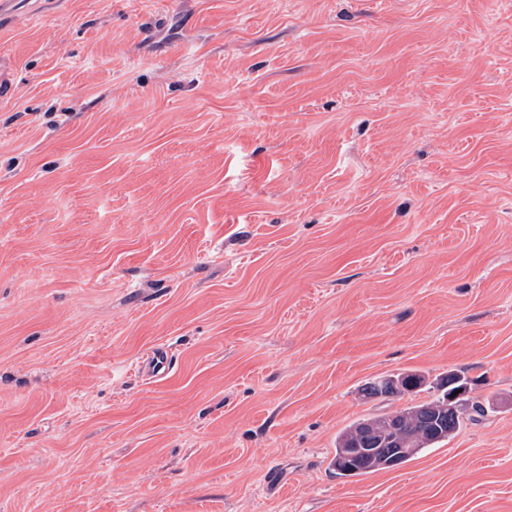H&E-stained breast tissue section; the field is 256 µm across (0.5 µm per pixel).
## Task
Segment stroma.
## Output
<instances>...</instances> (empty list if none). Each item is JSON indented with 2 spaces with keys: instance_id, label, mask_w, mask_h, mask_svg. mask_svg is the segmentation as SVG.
<instances>
[{
  "instance_id": "35a3bbf8",
  "label": "stroma",
  "mask_w": 512,
  "mask_h": 512,
  "mask_svg": "<svg viewBox=\"0 0 512 512\" xmlns=\"http://www.w3.org/2000/svg\"><path fill=\"white\" fill-rule=\"evenodd\" d=\"M18 7L0 512H512V0ZM451 370L494 410L336 475ZM170 364L171 359L168 352L164 349H157L141 362L140 369L146 377L153 378L166 374ZM425 382L426 378L424 375L407 370L373 378L359 389V394L366 399L381 396L391 397L387 400H393L394 398L402 397L410 392L416 393L421 391L425 386ZM380 386L387 388L379 393L378 388Z\"/></svg>"
}]
</instances>
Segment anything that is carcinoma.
I'll list each match as a JSON object with an SVG mask.
<instances>
[{
    "mask_svg": "<svg viewBox=\"0 0 512 512\" xmlns=\"http://www.w3.org/2000/svg\"><path fill=\"white\" fill-rule=\"evenodd\" d=\"M424 375L402 371L366 382L360 389L366 399L399 398L419 392ZM442 395L394 412L358 419L336 436L331 466L336 474L354 477L382 470H393L435 448L453 436L465 423L491 410L490 402L471 396L470 380L451 372L438 384Z\"/></svg>",
    "mask_w": 512,
    "mask_h": 512,
    "instance_id": "obj_1",
    "label": "carcinoma"
}]
</instances>
